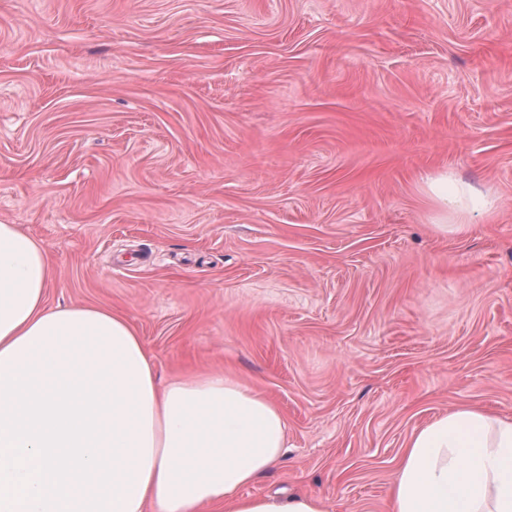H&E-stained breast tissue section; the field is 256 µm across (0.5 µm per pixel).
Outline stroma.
Segmentation results:
<instances>
[{
	"label": "stroma",
	"instance_id": "stroma-1",
	"mask_svg": "<svg viewBox=\"0 0 512 512\" xmlns=\"http://www.w3.org/2000/svg\"><path fill=\"white\" fill-rule=\"evenodd\" d=\"M444 167L495 215L439 234ZM0 222L278 405L246 494L388 512L417 427L512 417V0H0Z\"/></svg>",
	"mask_w": 512,
	"mask_h": 512
}]
</instances>
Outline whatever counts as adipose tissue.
I'll return each instance as SVG.
<instances>
[{
    "instance_id": "1",
    "label": "adipose tissue",
    "mask_w": 512,
    "mask_h": 512,
    "mask_svg": "<svg viewBox=\"0 0 512 512\" xmlns=\"http://www.w3.org/2000/svg\"><path fill=\"white\" fill-rule=\"evenodd\" d=\"M419 190L441 233H459L491 194L441 168ZM54 270L43 244L0 223V373L49 353L65 368L63 344L88 333L90 371L111 367L124 405L102 414L128 430L117 468L120 512H327L320 498L242 494L288 446L279 407L221 371L159 386L136 328L122 314L85 304L51 308ZM389 512H512V419L460 406L410 437L391 489Z\"/></svg>"
}]
</instances>
